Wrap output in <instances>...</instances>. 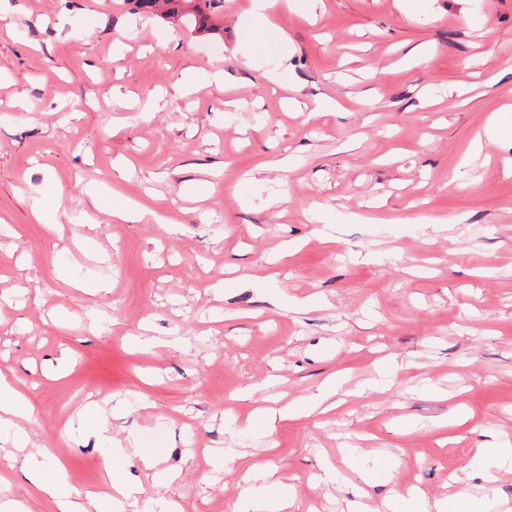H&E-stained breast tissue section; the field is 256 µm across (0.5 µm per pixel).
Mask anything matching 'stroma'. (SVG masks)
<instances>
[{"label": "stroma", "mask_w": 512, "mask_h": 512, "mask_svg": "<svg viewBox=\"0 0 512 512\" xmlns=\"http://www.w3.org/2000/svg\"><path fill=\"white\" fill-rule=\"evenodd\" d=\"M8 5L0 372L34 415L0 448L82 493L107 429L178 474L131 461L139 500L182 512H234L248 482L288 512L449 499L455 475L512 512V469L486 485L476 454L512 441V0H296L263 41L249 0L220 38L125 0ZM329 385V414L245 424ZM5 499L53 512L0 460Z\"/></svg>", "instance_id": "1"}]
</instances>
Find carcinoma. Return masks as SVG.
I'll return each mask as SVG.
<instances>
[{"instance_id": "1", "label": "carcinoma", "mask_w": 512, "mask_h": 512, "mask_svg": "<svg viewBox=\"0 0 512 512\" xmlns=\"http://www.w3.org/2000/svg\"><path fill=\"white\" fill-rule=\"evenodd\" d=\"M131 4L138 13L163 20L177 18L195 34L224 33V27L217 21L224 0H131Z\"/></svg>"}]
</instances>
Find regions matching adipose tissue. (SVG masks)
Listing matches in <instances>:
<instances>
[{
    "mask_svg": "<svg viewBox=\"0 0 512 512\" xmlns=\"http://www.w3.org/2000/svg\"><path fill=\"white\" fill-rule=\"evenodd\" d=\"M139 457L146 468L156 469L158 460L140 448H110L104 454V468L110 478L112 491L108 494L88 492L71 498L60 492V478L64 471L63 463L46 464L42 455H28L22 471L34 489L48 497L57 512H171L170 503L155 501L139 502L134 491L124 481V466L131 457ZM417 492L408 496L396 495L381 500L378 506H364L360 512H472L471 498L467 492H460L454 504L443 500L420 505Z\"/></svg>",
    "mask_w": 512,
    "mask_h": 512,
    "instance_id": "1",
    "label": "adipose tissue"
}]
</instances>
